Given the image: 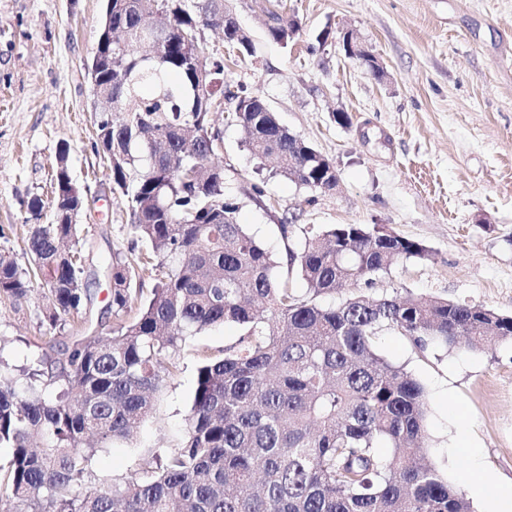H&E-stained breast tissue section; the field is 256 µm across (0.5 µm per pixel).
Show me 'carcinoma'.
Segmentation results:
<instances>
[{"label":"carcinoma","mask_w":512,"mask_h":512,"mask_svg":"<svg viewBox=\"0 0 512 512\" xmlns=\"http://www.w3.org/2000/svg\"><path fill=\"white\" fill-rule=\"evenodd\" d=\"M110 30L90 62L99 86L118 92L115 116L100 117L97 140L108 155L113 188L127 196L128 233L140 256L106 263L107 308L118 323L61 345L47 342L36 367L0 369V493L17 512H471L469 501L425 458L427 401L421 384L379 355L384 328L413 345L493 349L512 343V316L445 299L349 296L333 307L319 298L346 283L370 287L403 259L424 258L416 241L375 224L309 225L295 235L279 220L285 256L268 251L237 220L224 196V173L196 165L214 153L209 114L221 99L258 159L273 158L284 178L312 189L336 186V168L282 126L265 101L220 87L200 89L190 57L207 17L226 0H143L137 9L106 0ZM161 26L159 58L131 50ZM299 23L268 11L267 32L288 45ZM239 55L253 54L239 27L225 33ZM56 190L71 183L59 154ZM77 224H31L28 266L0 254V295L41 288L49 326L60 317L86 322L92 302L78 250ZM160 273L152 297L138 302L133 276ZM296 273L306 294L289 288ZM133 318L127 320L131 311ZM233 323L242 334L218 353L198 354L193 400L179 446L153 456L138 476L110 486L88 481L96 451L128 440L153 411L178 369L190 336ZM391 449L384 456L379 444Z\"/></svg>","instance_id":"1"}]
</instances>
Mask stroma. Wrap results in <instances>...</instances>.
Listing matches in <instances>:
<instances>
[{
	"instance_id": "obj_1",
	"label": "stroma",
	"mask_w": 512,
	"mask_h": 512,
	"mask_svg": "<svg viewBox=\"0 0 512 512\" xmlns=\"http://www.w3.org/2000/svg\"><path fill=\"white\" fill-rule=\"evenodd\" d=\"M280 4L300 30L288 45L267 35V10ZM231 14L255 46L238 59L222 33L202 27L205 58L223 57L224 83L260 96L279 122L336 167L338 184L311 189L255 158L227 119L214 114L221 145L213 164L239 220L272 253L285 251L281 216L300 225L379 224L425 245L429 254L395 264L373 286L351 284L322 296L350 294L442 298L512 316V0H229ZM104 0H0V253L27 266L28 227L55 221L52 168L68 148L70 176L85 198L82 228L87 269L112 254L142 252L126 231L128 203L112 187L95 148L88 64L96 50ZM333 39L318 43L324 28ZM374 54L383 77L346 58L341 36ZM348 113L351 123L333 114ZM265 191L263 203L253 186ZM40 199V213L29 203ZM39 288L0 299V360L32 365L51 332ZM226 324L187 341L179 370L152 418L133 439L102 448L91 464L98 483L137 475L155 450L181 440L193 396L197 355L236 342ZM376 350L423 385L429 439L425 454L454 486L478 467L490 486L512 482V344L474 351L433 345L417 350L384 330ZM466 426L473 447L457 446Z\"/></svg>"
}]
</instances>
